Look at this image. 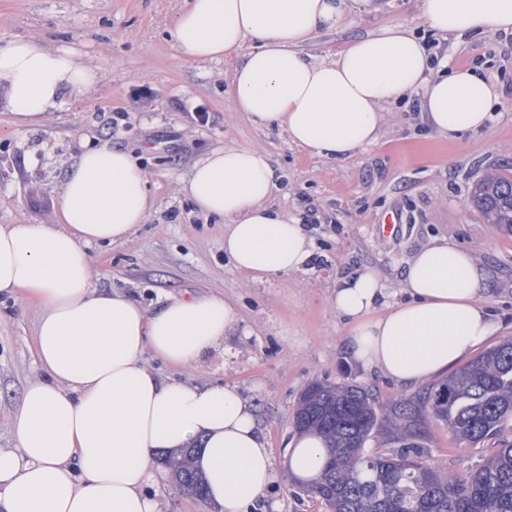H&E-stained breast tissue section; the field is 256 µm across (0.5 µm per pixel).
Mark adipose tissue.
Returning a JSON list of instances; mask_svg holds the SVG:
<instances>
[{
	"label": "adipose tissue",
	"mask_w": 512,
	"mask_h": 512,
	"mask_svg": "<svg viewBox=\"0 0 512 512\" xmlns=\"http://www.w3.org/2000/svg\"><path fill=\"white\" fill-rule=\"evenodd\" d=\"M418 9L435 35L512 34V0H419ZM351 13L350 0H184L171 39L191 61L232 60L229 111L329 161L377 144L398 101L451 140L488 126L496 89L430 53L407 23L323 56L306 51L319 34L353 26ZM98 81L93 67L36 40L0 45V87L17 127L41 123ZM148 183L125 149L89 145L66 171L60 223L0 225V296L39 303L42 372L14 414L15 448L0 449V512H160L150 490L156 458L184 447L221 512H249L273 480L256 416L235 388L165 380L148 363L195 369L236 323L234 308L198 295L165 299L152 313L99 284L91 250L145 223ZM277 184L263 151L235 146L200 157L182 184L199 213L223 220L224 253L242 273H294L312 260L300 219L269 203ZM399 285L404 301L389 304L380 274L364 268L340 281L332 304L350 324L348 351L403 385L426 382L500 330L474 250L423 245ZM324 459L315 434L289 447V470L302 480Z\"/></svg>",
	"instance_id": "1"
}]
</instances>
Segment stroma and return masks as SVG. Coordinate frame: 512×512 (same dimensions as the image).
I'll return each instance as SVG.
<instances>
[{
  "instance_id": "35a3bbf8",
  "label": "stroma",
  "mask_w": 512,
  "mask_h": 512,
  "mask_svg": "<svg viewBox=\"0 0 512 512\" xmlns=\"http://www.w3.org/2000/svg\"><path fill=\"white\" fill-rule=\"evenodd\" d=\"M183 0H0V45L35 37L71 51L100 74L96 91L68 98L37 128L13 125L0 93V224H57L68 166L85 144L134 150L149 175L154 207L126 242L93 249L100 284L153 310L169 296L220 294L237 311L221 348L194 373L198 382L236 387L255 409L273 461L274 479L254 512H327L286 470L295 435L292 415L312 381L351 382L379 401L408 387L354 359L348 323L331 296L339 280L370 267L396 287L422 245L448 239L476 249L493 288L491 310L512 336V236L487 223L469 200L486 174L512 177V36L487 33L428 42L452 65L469 67L502 91L488 129L456 140L428 132L415 110H396L375 146L336 164L291 143L285 132L260 131L224 103L227 63L179 57L169 30ZM356 33L392 22H418L417 0H356ZM209 119L198 123L195 107ZM226 146L259 148L282 179L273 204L289 215L317 212L307 225L314 256L303 271L254 280L224 255V226L199 214L178 190L194 163ZM394 230H387V222ZM36 309L24 297L0 298V448L11 449L13 414L37 373ZM429 461L456 473L483 462L475 447L430 428ZM154 488L161 512H215L184 493L165 471Z\"/></svg>"
}]
</instances>
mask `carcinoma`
Returning <instances> with one entry per match:
<instances>
[{"label": "carcinoma", "mask_w": 512, "mask_h": 512, "mask_svg": "<svg viewBox=\"0 0 512 512\" xmlns=\"http://www.w3.org/2000/svg\"><path fill=\"white\" fill-rule=\"evenodd\" d=\"M471 203L512 235L511 177L477 182ZM434 422L457 441L489 443L495 452L474 468L444 473L423 462ZM292 424L326 440L321 473L304 489L330 512H512V336L385 409L363 386L315 381L300 394ZM381 435L393 450L368 447ZM163 462L178 486L202 490L191 451Z\"/></svg>", "instance_id": "1"}]
</instances>
